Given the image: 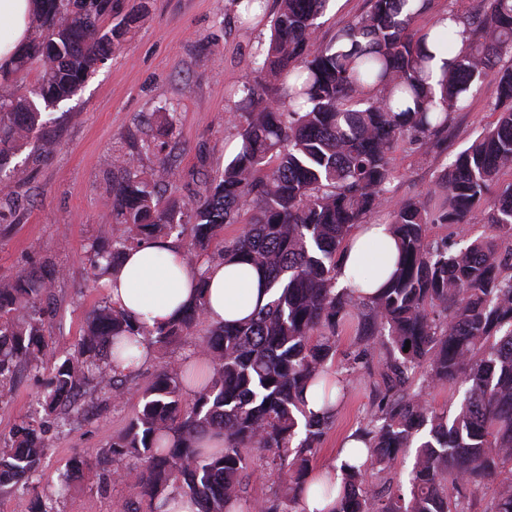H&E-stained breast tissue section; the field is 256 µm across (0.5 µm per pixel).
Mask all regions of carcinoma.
I'll use <instances>...</instances> for the list:
<instances>
[{
    "label": "carcinoma",
    "mask_w": 512,
    "mask_h": 512,
    "mask_svg": "<svg viewBox=\"0 0 512 512\" xmlns=\"http://www.w3.org/2000/svg\"><path fill=\"white\" fill-rule=\"evenodd\" d=\"M34 36L14 68L0 74V222L16 213L8 172L17 152L40 141L46 158L55 142L39 132L42 114L77 93L143 19L127 0H35ZM328 0H278L268 46L255 75L243 82L235 113L241 145L216 173L206 195L184 207L165 203L151 182L129 176L112 184L110 207L126 234L96 239L87 262L97 279L144 241L187 239L185 259L247 264L264 273L272 300L250 318L224 325L207 320L203 304L150 329L108 300L90 311L77 355L56 359L47 325V261L0 276V393L21 363L53 364L41 404L46 415L77 409L79 385L91 374L99 389L124 396L112 369L148 342L159 351L186 337L211 360L201 375L167 361L141 389L112 456L140 467L134 495L158 512L167 492H185L200 512H295L306 477L337 407L322 384L336 357V336L355 325L351 369L377 360L379 401L353 434L366 461L343 465V494L334 512H471L468 493L492 485L485 512H512V0H482L457 13L462 31L437 28L448 54L435 95L434 54L413 27L429 0L402 14L408 0H370V9L319 40ZM120 21L110 24L112 17ZM464 47L456 49L457 40ZM38 69L34 85L18 74ZM497 85V120L482 129L437 177L436 212L411 198L391 212L396 268L381 293L354 298L336 284V268L358 224L388 201L392 154L401 141L426 152L437 146L453 114L469 108L483 82ZM248 214L244 230L224 241V226ZM481 216L483 231L461 229ZM430 224L452 232L439 241ZM409 351H404V347ZM320 387L321 414L306 412L303 392ZM462 392L452 412L422 398L425 388ZM45 422L24 420L0 439V485L29 487L47 448ZM224 438L202 448L200 437ZM271 470L288 468L273 496L247 502L253 454ZM102 465L76 453L64 484ZM371 470L394 474L386 490Z\"/></svg>",
    "instance_id": "carcinoma-1"
}]
</instances>
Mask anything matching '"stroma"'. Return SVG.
<instances>
[{"mask_svg":"<svg viewBox=\"0 0 512 512\" xmlns=\"http://www.w3.org/2000/svg\"><path fill=\"white\" fill-rule=\"evenodd\" d=\"M148 12L121 51L100 67L77 95L47 116L43 131L57 148L37 161L36 144L13 160L16 219L0 223V275H12L42 261L60 274L51 283L55 314L49 322L58 357L74 353L88 313L106 299L104 283H89L86 246L101 231L122 236L108 207L114 182L134 173L156 183L163 200L184 205L205 194L215 171L228 162L226 145L236 139L234 111L239 86L252 76L256 52L270 36L276 0H263L252 19H244L236 0H147ZM368 0H329L319 36L329 41L336 30L357 20ZM494 81H485L467 111L455 113L442 145L426 154L401 143L393 154L390 205L427 197L429 208L438 174L455 154L496 119ZM134 153L133 171L113 166L117 153ZM167 158L173 174L158 167ZM193 339L155 352L152 361L128 377V390L115 399L97 392L93 381L83 390L94 404L81 417L51 415L45 461L28 491L0 488V512H29L41 500L48 512H127L134 498L136 469L125 460L108 462L62 487L61 478L75 452H107L127 428L138 406L137 387L169 359H183ZM49 367L18 368L11 393L0 399V437L9 436L23 418L38 410ZM374 399L372 379L361 368L347 378L333 426L312 466L336 461L341 441L363 423Z\"/></svg>","mask_w":512,"mask_h":512,"instance_id":"obj_1","label":"stroma"}]
</instances>
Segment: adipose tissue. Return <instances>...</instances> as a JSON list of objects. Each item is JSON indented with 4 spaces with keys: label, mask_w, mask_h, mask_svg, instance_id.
Listing matches in <instances>:
<instances>
[{
    "label": "adipose tissue",
    "mask_w": 512,
    "mask_h": 512,
    "mask_svg": "<svg viewBox=\"0 0 512 512\" xmlns=\"http://www.w3.org/2000/svg\"><path fill=\"white\" fill-rule=\"evenodd\" d=\"M34 9V0H0V26L9 30L8 38H0V73L9 71L31 39ZM396 258L388 225H359L338 264L337 282L357 296L375 295L394 271ZM206 269L208 286L197 288L180 249L145 242L127 250L106 276L107 297L116 310L151 328L175 319L182 307L200 298L213 323L247 319L270 299L259 272L250 266L214 262Z\"/></svg>",
    "instance_id": "1"
}]
</instances>
